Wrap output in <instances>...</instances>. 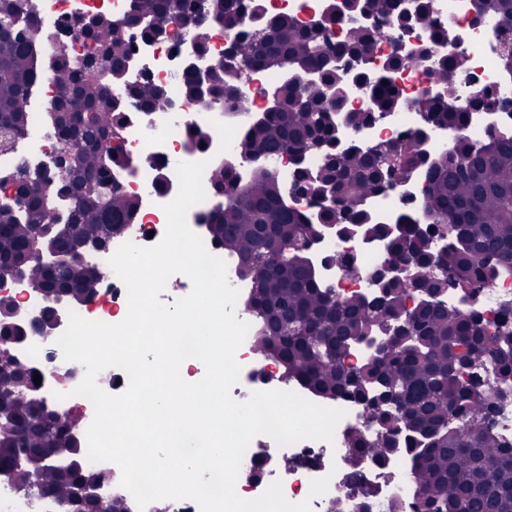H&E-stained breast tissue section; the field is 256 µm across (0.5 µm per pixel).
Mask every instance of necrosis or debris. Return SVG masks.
<instances>
[{
	"mask_svg": "<svg viewBox=\"0 0 512 512\" xmlns=\"http://www.w3.org/2000/svg\"><path fill=\"white\" fill-rule=\"evenodd\" d=\"M129 4L130 0H35L40 24V77L31 89L27 135L18 154L0 156V169H11L22 162L31 167L37 166L55 150L53 134L46 124V114L56 95L49 76V64L62 51L76 59L84 54L80 42L64 37V30L74 25L76 15L122 16L127 13ZM263 6L266 15H285L306 27L323 20L328 8H335L338 21L333 33L337 36L349 22L343 10V0H263ZM431 14L443 26L448 38L431 57L410 59L395 73L394 81L401 90L402 106L361 130L343 127L344 137L392 143L415 134L422 122L415 102L431 87V71L442 57L458 51L468 56L470 67L469 80L458 85L459 99L466 101L478 93L512 99V69L504 66L501 60L496 24L488 18L477 19L475 0H431ZM427 40V30L420 27L382 26L366 51L365 66L373 72L380 70L391 56H408L410 48ZM192 49L193 33L183 26L176 35L168 34L146 45L137 44L132 55L129 78L142 74L148 76L165 89L174 107L154 114H146L133 107L128 110L124 143L133 171L121 176L120 186L122 192L138 200V215L133 223L125 225L123 231L113 237L111 248L93 255L92 260L103 271L104 278L97 296L79 310L84 319L116 324L126 317L127 288L113 272L109 260L115 247L123 243L151 247L162 240L167 226L162 206L172 201L179 191V163L205 161L212 167L224 164L241 184L249 181L254 173L253 167L237 154V138L254 118L262 115L266 107V88L283 82L286 75L264 68L251 70L239 81L240 102L221 103L200 112L183 96L180 85L181 60ZM196 128L212 133L206 150H196L189 141L190 131ZM463 134L477 146L492 135L512 138V108L470 113ZM163 176L167 177L168 185L161 190L157 184ZM220 203V197L206 194L204 200L188 210L187 224L204 239L207 250L226 262L228 280L238 291L237 317L247 322L255 332L260 325L247 309L251 284L241 272L242 261L237 255L216 248L205 227L208 216ZM367 206L375 219L384 224L394 223L403 211L412 213L417 222L425 220L419 180L415 177L397 189L371 199ZM338 254L355 255L356 261L349 267L332 263V256ZM385 257L384 243L366 242L361 237L343 236L333 230L324 232L311 252L322 285L341 297L375 292L372 272ZM508 299H512L510 267L500 270L492 288L479 291L472 298L465 300L454 292L447 295L449 305L465 304L476 309L482 317L483 329L489 335L497 331L500 325L499 305ZM17 356L21 363L38 365L44 382L50 383L53 391L65 394L66 405L81 409L85 422H92L94 407L91 401L73 393L85 370L79 363L64 360L55 337L30 334L21 341ZM236 360L241 370L239 380L231 390L234 399L243 401L255 391L281 389L278 363L271 358L256 357L251 337L245 338L237 350ZM333 406L344 410L345 415L337 424L332 441L302 439L283 446L267 435L253 437L236 480L237 494L245 499L260 496L266 489L265 484L247 479L246 474L255 464H270L274 453L282 450L290 460V466L281 478L284 495L290 502L307 500L311 503L312 512H327L333 499L341 497L354 506L366 497L371 501V512H414L407 459H399L388 471L370 475L369 480L375 486L372 496H365L361 483L347 480L345 437L352 429L366 427L367 421L356 402L339 398L334 400ZM325 476L330 479L326 493L311 496L312 480Z\"/></svg>",
	"mask_w": 512,
	"mask_h": 512,
	"instance_id": "1",
	"label": "necrosis or debris"
}]
</instances>
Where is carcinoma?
<instances>
[{"label": "carcinoma", "mask_w": 512, "mask_h": 512, "mask_svg": "<svg viewBox=\"0 0 512 512\" xmlns=\"http://www.w3.org/2000/svg\"><path fill=\"white\" fill-rule=\"evenodd\" d=\"M351 16L371 11L405 24H424L430 0H415L412 10L402 0H345ZM33 0H0V134L22 140L30 121L29 98L38 76V30ZM251 12L259 33L243 30L234 54L209 71V93L203 94L192 69L181 76L182 92L199 111L222 101L233 81L256 67L284 70L290 79L274 88L278 105L251 123L237 140L241 156L263 152L271 156L302 154L315 142L324 144L320 168L297 166L299 195L327 200L311 220L288 205L282 186L267 169H259L240 186L223 166L211 172L212 191L224 203L208 219L214 243L240 256L243 275L258 283L249 307L264 328L254 338V350L278 360L282 380L300 383L325 398L344 397L359 403L367 422L381 431L364 430L347 436L349 463L357 467L372 459L381 468L397 460L394 449L413 461L411 483L423 493L416 512H512V443L495 430L501 402L493 385L475 378L484 364L498 379L512 378V300L500 305L503 326L496 336L485 334L475 310L436 300L412 308L414 324L390 334L378 349L351 368L346 358L359 341L386 324H402L407 300L453 289L467 293L492 287L502 267H512V139L490 138L476 147L458 137L449 151L428 160L420 152L421 136L377 144L365 152H342L336 142V113L342 100L326 99L325 87H339L340 58L363 54L374 31L356 23L343 40L330 45L318 32L287 17L265 19L258 0H131L126 19L95 15L76 35L92 47L81 60L60 52L52 64L58 95L49 120L65 156L64 170L43 177L20 165L12 171L11 196L0 199V281L21 264L31 281L53 300L63 295L80 306L96 297L102 274L83 259L64 267H45L34 257L49 243L77 251L86 238L107 246L122 225L138 213V204L120 191L114 173L125 168L123 128L125 102L112 86L126 85V95L141 110L168 107L165 92L149 78L127 83L131 52L129 27L150 43L164 35L162 21L174 16L195 24L198 48L206 50L207 21L238 22ZM480 14L498 24L502 59L512 67V0H480ZM404 64L390 59L385 70L369 75L372 112L388 113L400 104V90L390 73ZM468 71L466 55L443 58L431 72V82L444 99L423 97L418 111L435 127L462 128L469 109L453 105L455 78ZM320 76L316 83L310 75ZM422 166L428 226H448V247L432 248L433 234L422 231L408 214L395 224H380L360 203L388 192V170L400 176ZM65 196L71 207L69 229L44 236L58 221L56 200ZM326 225L366 239L386 241L384 263L405 264L409 277L378 284L373 294L339 299L320 288L316 267L298 239L316 238ZM288 245V260L279 259ZM35 369L15 366L0 379V467L13 469L16 487L50 504H69L70 512H89L86 488L103 481L87 471L82 445L74 438L79 420L59 414L32 398ZM57 448L71 449L74 465L47 467L43 459Z\"/></svg>", "instance_id": "obj_1"}]
</instances>
